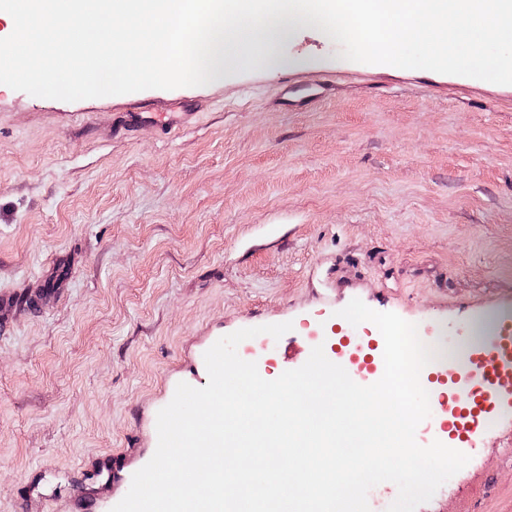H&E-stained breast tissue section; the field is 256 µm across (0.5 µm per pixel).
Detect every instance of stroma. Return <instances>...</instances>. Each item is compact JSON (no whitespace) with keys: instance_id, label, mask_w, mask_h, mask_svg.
<instances>
[{"instance_id":"1","label":"stroma","mask_w":512,"mask_h":512,"mask_svg":"<svg viewBox=\"0 0 512 512\" xmlns=\"http://www.w3.org/2000/svg\"><path fill=\"white\" fill-rule=\"evenodd\" d=\"M339 51L310 25L204 86L0 84V512L125 496L238 330L292 323L248 356L273 380L316 339L379 343L339 317L355 298L440 345L512 325V102ZM486 423L416 512H512V422Z\"/></svg>"}]
</instances>
